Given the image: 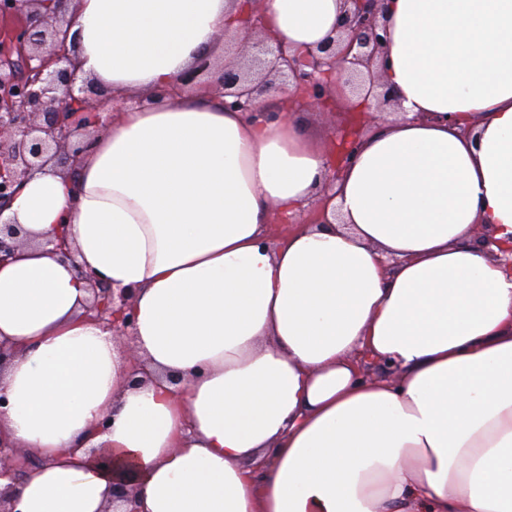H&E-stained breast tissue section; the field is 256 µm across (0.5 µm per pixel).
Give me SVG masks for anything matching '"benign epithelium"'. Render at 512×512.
<instances>
[{"instance_id": "obj_1", "label": "benign epithelium", "mask_w": 512, "mask_h": 512, "mask_svg": "<svg viewBox=\"0 0 512 512\" xmlns=\"http://www.w3.org/2000/svg\"><path fill=\"white\" fill-rule=\"evenodd\" d=\"M69 0H0V16L20 18V26L0 35V213L16 198L20 185L31 173L48 163L63 172L80 164L87 144L73 139L87 135V129L68 122L81 112L90 117L105 109L106 100L96 83L76 86L77 68L67 48L69 21L64 5ZM384 0H344L346 9L337 24L336 37L305 56H289L276 39L261 33L262 20L251 10L239 18L247 36L248 65L224 64L221 90L224 107L248 111L264 94L292 86L314 111L331 108L332 81L336 75L351 92L368 86L365 102L375 101V111L386 106L394 111L400 104L381 79L387 29L382 22ZM212 67L205 57L194 70L185 73L179 86L191 88L196 79ZM16 224H0V263L11 257L19 245ZM51 251L73 257L64 232L44 242ZM87 311L102 321L114 336H131L133 290H115L95 282ZM38 460L15 446L0 441V478L17 480ZM109 512H136L131 484L112 486Z\"/></svg>"}]
</instances>
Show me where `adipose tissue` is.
I'll return each mask as SVG.
<instances>
[{"mask_svg": "<svg viewBox=\"0 0 512 512\" xmlns=\"http://www.w3.org/2000/svg\"><path fill=\"white\" fill-rule=\"evenodd\" d=\"M342 0H262L302 54ZM238 0H75L84 76L123 108L82 166L23 183L0 219V437L37 457L15 512H512V0H389L384 82L403 110L363 137L324 224L271 240L327 179L292 115L224 107L199 57L240 45ZM65 225L73 259L40 247ZM134 291L127 383L92 282ZM362 351L395 372L365 380ZM108 419L100 432L96 422ZM112 457L113 469L99 459ZM20 229L16 224H0V263L11 257L19 245ZM112 504L107 511L109 512H137L135 510V500L133 495V489L129 482H117L113 483L112 486ZM123 504L130 505L127 510H119Z\"/></svg>", "mask_w": 512, "mask_h": 512, "instance_id": "ef3b65f1", "label": "adipose tissue"}]
</instances>
